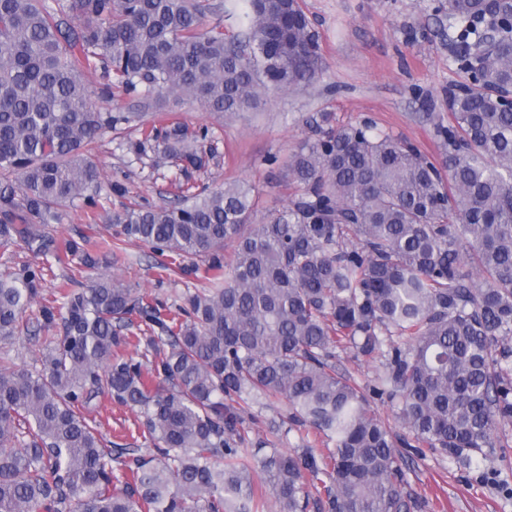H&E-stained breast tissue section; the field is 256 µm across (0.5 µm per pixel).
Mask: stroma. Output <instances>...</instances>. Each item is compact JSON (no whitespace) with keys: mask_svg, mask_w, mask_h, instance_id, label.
Here are the masks:
<instances>
[{"mask_svg":"<svg viewBox=\"0 0 512 512\" xmlns=\"http://www.w3.org/2000/svg\"><path fill=\"white\" fill-rule=\"evenodd\" d=\"M301 5L319 34L323 71L310 86L266 97L256 111L223 116L186 101L137 112L134 96L113 87L106 108L134 112L135 118L105 132L93 146L91 157L103 181L96 215L88 216L78 202L67 209L63 223L46 225L57 250L63 252L68 240L80 238L94 255L111 246L110 274L158 304L175 307L209 287L207 260L160 254L150 244L120 236L113 214L134 204L174 205L181 187L191 184L220 187L235 181L253 186V221L262 223L300 195L286 162L303 141L314 138L324 113L338 127L372 121L431 160L439 159L435 128L448 122V87L466 80L453 61L452 32L437 10L439 0H301ZM175 123L191 133L207 131L215 154L205 167L175 161L158 166L152 155L136 153L144 129ZM25 266L44 271L38 305L26 313L27 331L0 341V363L35 368L53 337L36 323L39 306L58 299L60 287L68 282L86 284L91 271L64 253L58 259L23 245L0 247V273ZM287 409L282 399L253 403L245 423L249 437L272 440L284 452H325V439L310 428L273 431L274 421ZM85 415L105 442L143 449L151 445L142 434L138 410L107 394H99ZM400 455L406 490L423 502L422 512H512V495L505 490L512 484V444L468 466L429 450L404 448Z\"/></svg>","mask_w":512,"mask_h":512,"instance_id":"1","label":"stroma"}]
</instances>
